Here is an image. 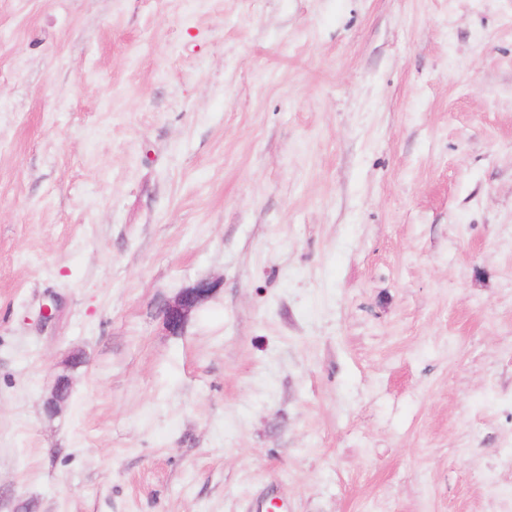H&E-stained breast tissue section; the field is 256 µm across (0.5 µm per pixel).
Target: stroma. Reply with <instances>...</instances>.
<instances>
[{
    "mask_svg": "<svg viewBox=\"0 0 512 512\" xmlns=\"http://www.w3.org/2000/svg\"><path fill=\"white\" fill-rule=\"evenodd\" d=\"M271 500L512 512V0H0V512ZM217 287L214 280H201L192 287L180 290L162 310L166 330L172 334L181 333L190 315L212 296ZM71 389L72 382L70 378L64 374L58 375L45 399L46 412L49 414L57 412L70 398Z\"/></svg>",
    "mask_w": 512,
    "mask_h": 512,
    "instance_id": "stroma-1",
    "label": "stroma"
}]
</instances>
